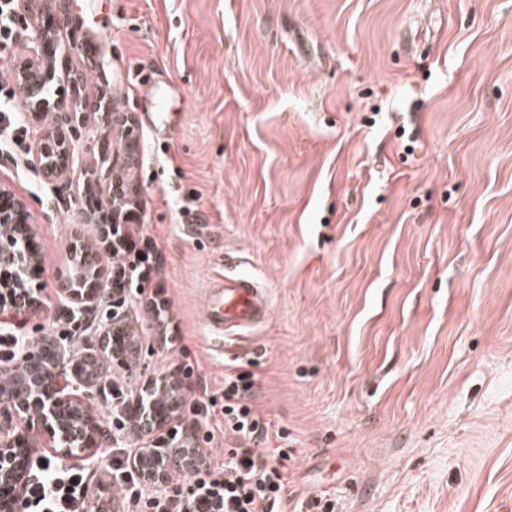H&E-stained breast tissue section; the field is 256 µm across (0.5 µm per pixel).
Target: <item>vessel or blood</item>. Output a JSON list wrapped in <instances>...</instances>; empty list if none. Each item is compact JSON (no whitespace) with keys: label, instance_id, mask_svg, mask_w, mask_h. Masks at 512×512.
I'll return each instance as SVG.
<instances>
[{"label":"vessel or blood","instance_id":"obj_1","mask_svg":"<svg viewBox=\"0 0 512 512\" xmlns=\"http://www.w3.org/2000/svg\"><path fill=\"white\" fill-rule=\"evenodd\" d=\"M138 83L153 110L145 116L151 129L164 125V107L175 97L173 84H164L140 73L127 74L121 87ZM272 312L270 290L256 277L237 268H225L205 291L203 320L211 332L224 340L247 336L251 329L269 319Z\"/></svg>","mask_w":512,"mask_h":512}]
</instances>
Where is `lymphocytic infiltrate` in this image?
Segmentation results:
<instances>
[{"instance_id":"f902f5d3","label":"lymphocytic infiltrate","mask_w":512,"mask_h":512,"mask_svg":"<svg viewBox=\"0 0 512 512\" xmlns=\"http://www.w3.org/2000/svg\"><path fill=\"white\" fill-rule=\"evenodd\" d=\"M19 87L12 77L0 81V149L6 151L23 133L14 104ZM253 387L249 373L229 374L221 396L204 395L198 416L221 415L225 433L239 445L225 449L223 460H206L199 469L170 481L164 495L145 493L131 457L115 458L113 481L126 512H278L286 490L282 462L289 451L277 449L271 461L250 449V442L268 434L267 422L250 405ZM26 496L32 512H86L87 475L41 458L30 474Z\"/></svg>"}]
</instances>
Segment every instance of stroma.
Instances as JSON below:
<instances>
[{
  "instance_id": "1",
  "label": "stroma",
  "mask_w": 512,
  "mask_h": 512,
  "mask_svg": "<svg viewBox=\"0 0 512 512\" xmlns=\"http://www.w3.org/2000/svg\"><path fill=\"white\" fill-rule=\"evenodd\" d=\"M30 17L56 29L67 109L113 97L128 70L179 94L162 134L133 86L116 111L85 112L110 158L76 150L66 178L0 155L41 256L42 308L13 334L104 316L60 288L124 172L144 222L123 230L154 238L159 268L122 291L142 351L108 378L143 384L189 346L192 425L202 390L250 373L269 425L256 452L291 449L280 512L321 497L335 512H512V0H33ZM240 257L272 314L223 352L204 288ZM160 288L169 348L147 308ZM87 474L90 512H124L111 467Z\"/></svg>"
}]
</instances>
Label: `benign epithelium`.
I'll return each mask as SVG.
<instances>
[{
	"label": "benign epithelium",
	"instance_id": "7a95c632",
	"mask_svg": "<svg viewBox=\"0 0 512 512\" xmlns=\"http://www.w3.org/2000/svg\"><path fill=\"white\" fill-rule=\"evenodd\" d=\"M30 52L35 58L20 71L25 106L31 112L44 109L35 99L41 80H32L35 70L40 74L57 66L55 43L49 30L39 27L30 38ZM89 137L81 142L79 136L68 138L60 133L39 138L34 152L37 165L51 178L65 174V161L79 145L94 146ZM25 222L27 258L30 264L40 263L35 232L28 224L22 202L15 194L0 187V255L11 248L9 225ZM105 270L99 265L87 274L89 285L77 291L61 290V296L78 309L94 305L106 286ZM24 285L13 275L0 281V314L32 313L40 308L32 296H26L24 306L17 304V293ZM112 337L130 332L127 317L119 312V303L112 307ZM103 377L83 370L80 359L70 354V348L59 345L50 351L28 340L20 341V355L11 370L0 377V512H24L26 487L29 480L27 464L34 451V437L29 431L41 428L55 443L59 457L73 456L72 444L79 448H110L117 442L135 445L136 469L144 482L161 491L167 478L175 470H193L201 465L202 455L195 447L192 431L187 429L177 439L167 433L166 426L181 415L182 404L192 392V381L177 365L167 367L158 375L150 376L142 386L133 388V406L137 409L132 431L117 435L110 433L101 419L90 413L74 393L85 389L98 391Z\"/></svg>",
	"mask_w": 512,
	"mask_h": 512
}]
</instances>
